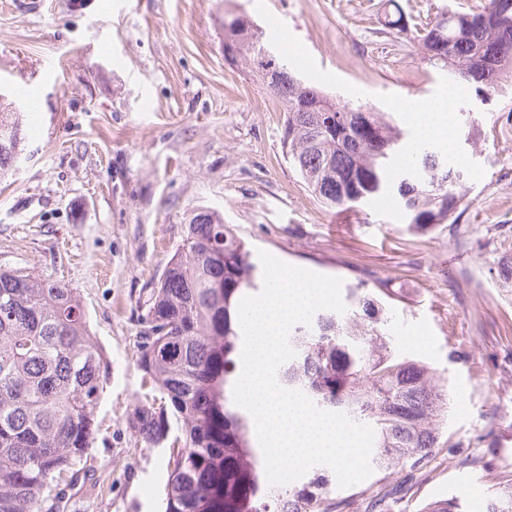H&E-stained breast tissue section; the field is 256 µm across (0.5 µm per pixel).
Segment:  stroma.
I'll return each mask as SVG.
<instances>
[{"label":"stroma","instance_id":"obj_1","mask_svg":"<svg viewBox=\"0 0 512 512\" xmlns=\"http://www.w3.org/2000/svg\"><path fill=\"white\" fill-rule=\"evenodd\" d=\"M410 27L385 33L388 0H0V112L27 82L18 167L0 178V268L28 269L81 296L109 365L84 466L45 490L63 512H162L164 447L139 448L130 424L146 391L137 346L152 288L191 214L217 211L253 250L343 282L388 287L396 353L428 363L450 398L456 450L336 488L343 512L406 483L389 512L466 497L470 512L512 475V88L456 109L450 163L471 188L456 223L412 235L396 199L339 213L290 168L285 114L258 74L224 56V13L239 11L284 50L293 73L334 100L378 112L440 97L447 72L413 29L441 8L487 0H397Z\"/></svg>","mask_w":512,"mask_h":512}]
</instances>
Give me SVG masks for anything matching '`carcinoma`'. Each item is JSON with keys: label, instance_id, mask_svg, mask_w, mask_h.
<instances>
[{"label": "carcinoma", "instance_id": "cac0c4a2", "mask_svg": "<svg viewBox=\"0 0 512 512\" xmlns=\"http://www.w3.org/2000/svg\"><path fill=\"white\" fill-rule=\"evenodd\" d=\"M400 8L386 30L404 32ZM425 59L458 70L455 82L493 95L512 76V0L458 17L436 15L418 33ZM224 45L257 73L285 106L283 149L304 187L330 209L349 211L396 198L406 224L428 234L454 223L469 196L462 170L421 148L398 166L409 135L389 112L336 102L293 75L285 62L260 66L263 32L224 12ZM20 113L0 112V175L21 155ZM254 254L231 224L203 209L189 219L149 298L138 346L145 395L130 423L146 447L170 442L163 512H341L331 496L335 474L311 468L298 482L268 486L263 453L250 446L251 415L233 401L238 306L261 288ZM347 311L317 312L292 328L296 356L278 369L282 387L300 390L319 408L343 412L375 432L372 468L416 466L440 444L448 391L422 361L399 357L391 320L376 292L347 288ZM108 361L89 330L85 305L67 284L0 268V512H43V492L86 459L97 430L94 411ZM422 512H463L439 499ZM485 512H512V478L488 497Z\"/></svg>", "mask_w": 512, "mask_h": 512}]
</instances>
